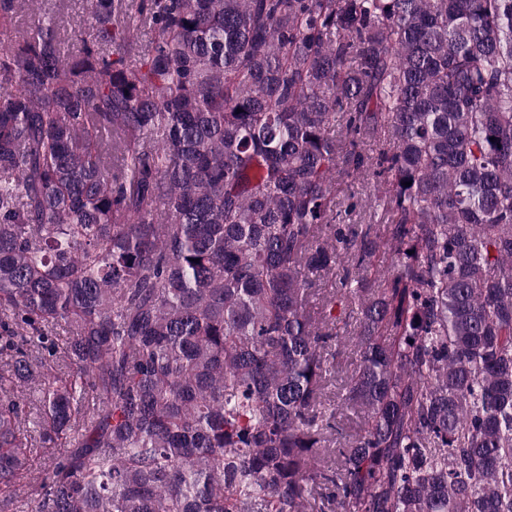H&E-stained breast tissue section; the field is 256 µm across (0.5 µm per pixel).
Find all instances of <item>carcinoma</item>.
Returning <instances> with one entry per match:
<instances>
[{"instance_id": "carcinoma-1", "label": "carcinoma", "mask_w": 512, "mask_h": 512, "mask_svg": "<svg viewBox=\"0 0 512 512\" xmlns=\"http://www.w3.org/2000/svg\"><path fill=\"white\" fill-rule=\"evenodd\" d=\"M89 2L74 54L49 16L0 46V481L16 384L66 448L24 512H512V0ZM365 176L375 288L335 196ZM374 212L375 208H370L367 202H363V206L357 208L355 212L348 216L346 222L347 224H352L359 228V231L362 228L365 230L367 225L371 224V237L376 238L377 241L381 243V248L375 255V267L364 272V276L367 277L369 281L372 283L375 281L377 284L381 279L376 273V267L379 269L389 268L391 265L392 254L388 248L382 246V243H384L388 238L390 227L388 224H373L372 222H375L376 220H372ZM356 307L350 302H337L336 303V330L342 337L339 346L333 345V352L336 353V364L343 369V373L336 374V394L340 392L341 385L343 384V377L350 375L352 369L357 365L359 355L354 345L348 342V339L353 337L352 334L358 330V322L356 323Z\"/></svg>"}]
</instances>
